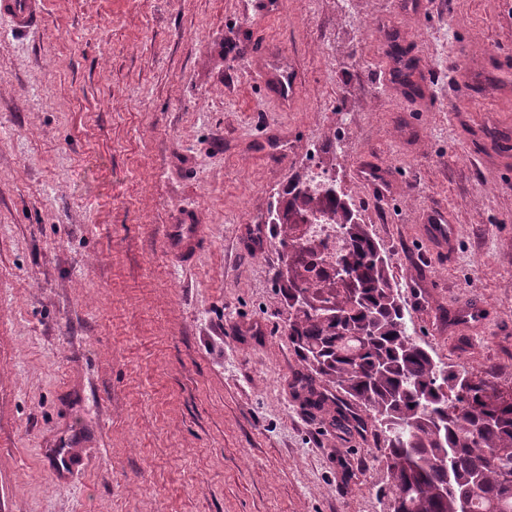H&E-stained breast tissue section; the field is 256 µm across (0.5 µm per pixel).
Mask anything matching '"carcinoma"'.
I'll return each instance as SVG.
<instances>
[{
    "label": "carcinoma",
    "mask_w": 512,
    "mask_h": 512,
    "mask_svg": "<svg viewBox=\"0 0 512 512\" xmlns=\"http://www.w3.org/2000/svg\"><path fill=\"white\" fill-rule=\"evenodd\" d=\"M309 210L327 214L339 229V265L354 286L304 287L299 299L301 273L288 225ZM274 214L288 268V339L306 369L297 391L305 405L332 409L337 426L357 429L363 421L343 403L346 397L379 425L393 512H458L461 495L474 485L479 493L469 512H512V392L448 371L407 331L388 260L336 183L304 188L296 181L278 195ZM318 380L342 397L327 395Z\"/></svg>",
    "instance_id": "cac0c4a2"
}]
</instances>
